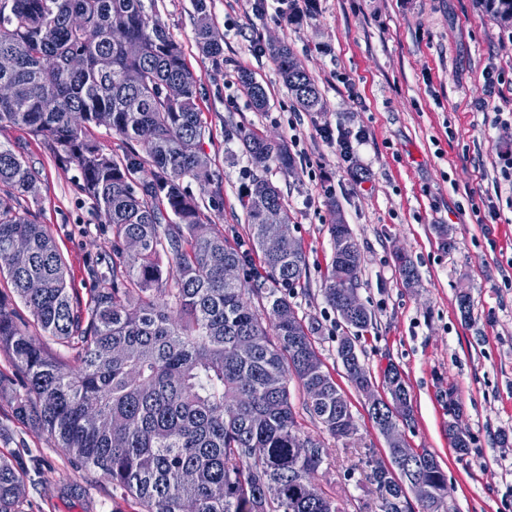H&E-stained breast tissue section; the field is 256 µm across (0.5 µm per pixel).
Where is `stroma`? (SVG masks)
<instances>
[{
    "mask_svg": "<svg viewBox=\"0 0 512 512\" xmlns=\"http://www.w3.org/2000/svg\"><path fill=\"white\" fill-rule=\"evenodd\" d=\"M298 15H281L276 0L256 13L250 0H211V22L224 45L219 60L194 43L193 0H153V11L185 53L200 84L198 107L211 138L204 149L223 183L220 208L205 216L248 244L240 205L254 168L234 132L246 126L287 141L293 173L263 176L279 186L294 234L309 263L306 287L291 297L313 323L325 371L350 403L357 433L328 437L291 382L303 431L323 440L327 455L317 482L342 512H380L370 459L387 460L368 401L336 359L347 329L324 301L321 286L332 255L330 226L349 224L363 262L357 295L374 326L361 340L373 379L399 368L411 394L409 447L435 454L448 481V512H512V26L480 0H295ZM288 44L317 84L325 109L298 111L268 42ZM254 74L269 94L253 111L238 74ZM361 134L348 157L319 132ZM11 144L40 172L32 207L63 256L69 282L87 299L91 259L112 254V231L77 189V172L44 140L7 126ZM409 256L417 279L405 285L396 254ZM467 292L471 318L458 307ZM462 408L468 453L448 441V399ZM0 455L33 478L21 512H139L112 497L99 472L56 448L44 430L0 399Z\"/></svg>",
    "mask_w": 512,
    "mask_h": 512,
    "instance_id": "obj_1",
    "label": "stroma"
}]
</instances>
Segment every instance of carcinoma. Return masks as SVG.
I'll list each match as a JSON object with an SVG mask.
<instances>
[{
	"label": "carcinoma",
	"mask_w": 512,
	"mask_h": 512,
	"mask_svg": "<svg viewBox=\"0 0 512 512\" xmlns=\"http://www.w3.org/2000/svg\"><path fill=\"white\" fill-rule=\"evenodd\" d=\"M503 24L512 0H483ZM195 41L203 55L224 54L214 40L209 0H193ZM281 80L305 112L324 108L315 81L296 67L288 45L266 48ZM0 128L21 126L46 141L80 174L78 188L112 230V261L99 270L86 303L74 299L52 235L30 208L40 173L0 141V275L33 323L64 346L56 357L36 345L11 298L0 293V348L24 377L12 393L16 414L46 430L82 465L100 470L112 495L140 512H342L315 483L327 453L302 434L288 383L307 394L306 410L337 440L352 438L350 405L324 371L313 327L291 293L307 283L308 260L290 224L268 223L284 206L281 190L259 177L241 196L250 249L214 227L198 233L204 213L183 182L195 180L216 201L220 187L204 150L210 131L198 109V80L166 25L144 0H0ZM252 107L269 104L264 85L240 75ZM103 127L141 150L105 152L90 137ZM236 138L251 164L294 170L288 143L253 128ZM278 234L272 254L263 238ZM334 254L323 286L340 317L358 286L362 255L347 224L331 225ZM130 239L140 242L134 253ZM261 254L265 275L248 269ZM168 259V268L158 263ZM241 277L224 281V265ZM259 299L255 308L248 298ZM336 354L358 388L372 382L357 343L373 327L367 308L346 323ZM390 400L370 406L377 427L412 419L410 394L395 366L383 373ZM452 447L470 448L466 431L448 430ZM391 467L372 461L385 491L382 512H406L402 480L426 489L421 512H448L436 457L406 446L388 450ZM26 472L0 457V512H19Z\"/></svg>",
	"instance_id": "1"
}]
</instances>
